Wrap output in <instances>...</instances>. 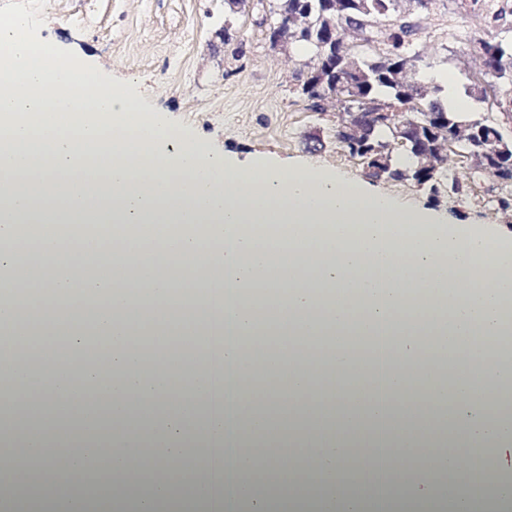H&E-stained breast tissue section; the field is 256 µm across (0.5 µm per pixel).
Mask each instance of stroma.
Returning <instances> with one entry per match:
<instances>
[{"label": "stroma", "instance_id": "35a3bbf8", "mask_svg": "<svg viewBox=\"0 0 512 512\" xmlns=\"http://www.w3.org/2000/svg\"><path fill=\"white\" fill-rule=\"evenodd\" d=\"M17 17L28 37L127 88L142 108L207 150L242 164L267 159L286 169L326 168L407 208L512 235V218L499 205L512 198V184L474 173L458 156L444 165L435 195L407 182L366 180L358 159L336 143L335 110H307L297 92L296 76L310 51L273 48L255 13L225 16L224 0H45L24 12L0 0V20ZM419 19L415 50L430 72L448 74L461 88L478 69L465 53L469 40H512L510 32L480 25L454 0H433ZM227 22L234 31L229 50L216 36ZM454 180L464 193H449Z\"/></svg>", "mask_w": 512, "mask_h": 512}]
</instances>
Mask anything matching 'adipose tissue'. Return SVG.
<instances>
[{"instance_id":"obj_1","label":"adipose tissue","mask_w":512,"mask_h":512,"mask_svg":"<svg viewBox=\"0 0 512 512\" xmlns=\"http://www.w3.org/2000/svg\"><path fill=\"white\" fill-rule=\"evenodd\" d=\"M19 22L0 24V344L33 332L13 295L37 294L40 313L63 300H92L69 344L92 330L107 348L80 371L62 362L53 329L35 362L0 359V412L36 418L38 432L10 435L35 467L0 466V483L31 485L58 512H112L131 487L146 492L133 512H159L190 475L197 512H207L213 462L224 459L245 512H277L253 489L255 470L286 479L307 512H477L494 498L512 512V485H486L452 472L455 457L512 471V417L491 416L490 399L512 388V359L493 357L492 337L512 333V241L491 225L437 222L386 194L313 167H243L210 153L139 112L125 89L78 62L44 61ZM103 145L98 161L87 147ZM142 224H175L157 253L125 251ZM276 245L281 258H271ZM192 288L201 313L187 325L170 314ZM274 301L261 320L251 291ZM152 308L136 305L138 296ZM175 339L145 374L144 329ZM436 340L424 346L421 337ZM273 390L253 400L245 351L261 335ZM374 339L370 357L333 345L325 369L290 366L289 356L323 336ZM428 355L450 358L452 383L407 372ZM20 393L37 394L19 405ZM304 405L313 422L300 452H287L281 426ZM138 408L142 430H128ZM421 449L419 467L404 449ZM390 466L391 499L351 496L353 465ZM98 476L97 510L59 501V483Z\"/></svg>"}]
</instances>
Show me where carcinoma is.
I'll use <instances>...</instances> for the list:
<instances>
[{
	"label": "carcinoma",
	"instance_id": "cac0c4a2",
	"mask_svg": "<svg viewBox=\"0 0 512 512\" xmlns=\"http://www.w3.org/2000/svg\"><path fill=\"white\" fill-rule=\"evenodd\" d=\"M401 0H275L269 12L275 23L288 32L296 31L294 42L306 45L312 53L306 69L298 74V93L314 112L326 111L329 103L339 105L341 112H359L360 125L365 135L371 136L364 144L360 139H336V144L353 158H362L372 146L386 149L390 170L388 181H404V173L414 167V158L407 156L404 163L394 161L388 150L391 140L389 127L375 116L377 112H404L412 117L419 112H433L440 119L435 132L423 128L414 136L427 139L432 134H448L455 141L458 126H470L472 135L467 150L484 149L485 166L490 175L512 183V140L503 136L500 127L486 119L458 115L444 103L445 88L432 84L419 89L405 85L399 77V68L406 59L415 60L423 70L422 58L412 51L420 25L400 17ZM468 7L484 26L512 30V0H469ZM350 33L361 34L360 40L372 49L369 57L356 55L349 63L340 52L326 50L317 56L315 42L331 44L343 40ZM472 50L482 55L491 71L487 77H512V43L478 39Z\"/></svg>",
	"mask_w": 512,
	"mask_h": 512
}]
</instances>
